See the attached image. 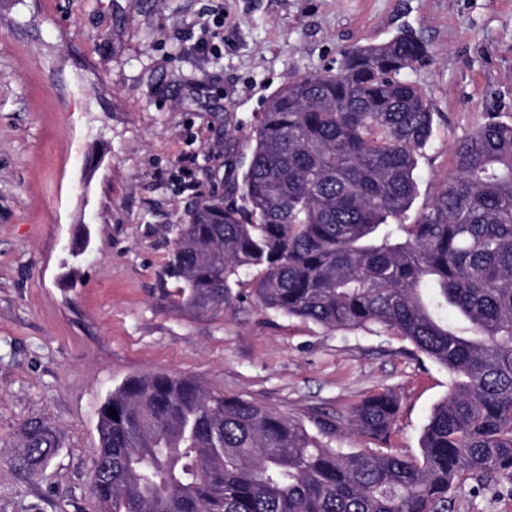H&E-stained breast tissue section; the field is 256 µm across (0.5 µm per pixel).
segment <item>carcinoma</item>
Masks as SVG:
<instances>
[{"instance_id": "obj_1", "label": "carcinoma", "mask_w": 512, "mask_h": 512, "mask_svg": "<svg viewBox=\"0 0 512 512\" xmlns=\"http://www.w3.org/2000/svg\"><path fill=\"white\" fill-rule=\"evenodd\" d=\"M425 54L403 30L274 92L232 188L241 204L198 200L164 269L177 311L228 309L249 276L265 309L409 341L450 377L420 454L388 447L400 409L388 390L313 434L188 378L135 375L99 409L100 512H448L456 483L512 477V123L492 115L458 140L448 177L406 223L434 123L408 77ZM326 431L382 447L346 452ZM58 448L33 421L14 466L36 481Z\"/></svg>"}]
</instances>
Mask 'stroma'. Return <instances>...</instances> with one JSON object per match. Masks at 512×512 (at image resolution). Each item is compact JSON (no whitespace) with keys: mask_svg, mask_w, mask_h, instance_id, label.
<instances>
[{"mask_svg":"<svg viewBox=\"0 0 512 512\" xmlns=\"http://www.w3.org/2000/svg\"><path fill=\"white\" fill-rule=\"evenodd\" d=\"M404 28L427 45L409 76L435 112L413 220L456 141L492 115L512 123V0H0V512H99V409L136 374L189 377L311 431L388 389L390 446L419 455L449 381L409 341L247 292L186 314L164 276L186 211L241 181L267 98ZM34 420L60 447L32 482L11 458ZM449 497L451 512H512V478Z\"/></svg>","mask_w":512,"mask_h":512,"instance_id":"35a3bbf8","label":"stroma"}]
</instances>
